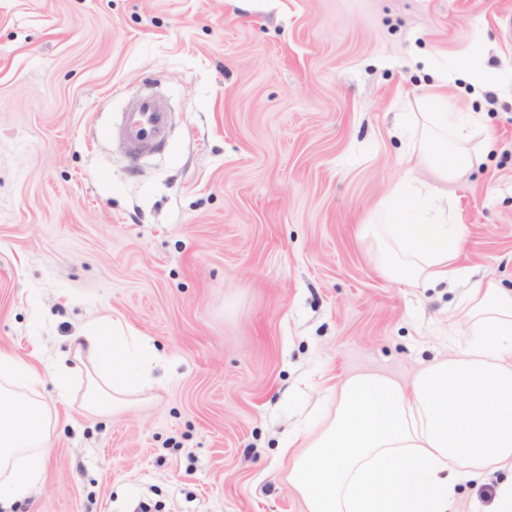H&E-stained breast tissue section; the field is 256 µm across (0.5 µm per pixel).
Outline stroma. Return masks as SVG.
<instances>
[{
  "mask_svg": "<svg viewBox=\"0 0 512 512\" xmlns=\"http://www.w3.org/2000/svg\"><path fill=\"white\" fill-rule=\"evenodd\" d=\"M425 56L491 134L448 182L398 132L437 82ZM475 56L512 74V0H0V349L40 347L61 418L13 512H303L282 452L302 418L454 349L463 287L390 279L359 239L394 186L442 191L462 265L512 288V97L469 82ZM149 85L172 146L133 163L114 131ZM112 316L155 346L154 380L84 415L53 364ZM511 476L459 482L455 512H492Z\"/></svg>",
  "mask_w": 512,
  "mask_h": 512,
  "instance_id": "obj_1",
  "label": "stroma"
}]
</instances>
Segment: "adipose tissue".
Segmentation results:
<instances>
[{"label": "adipose tissue", "instance_id": "1", "mask_svg": "<svg viewBox=\"0 0 512 512\" xmlns=\"http://www.w3.org/2000/svg\"><path fill=\"white\" fill-rule=\"evenodd\" d=\"M407 115L418 167L451 180L480 161L471 141L474 113L450 111L430 92ZM374 264L418 287L462 281L461 302L448 311L452 355L422 368L410 385L359 374L339 388L333 417L288 469L304 512H448L461 479L512 469V289L473 278L457 264L467 245L462 225L434 190L391 191L377 221L360 227ZM73 365L53 379L69 400L72 376L84 391L81 411L107 416L148 384L153 345L121 319L93 321L71 339ZM44 377L31 360L0 351V504L30 499L59 416L43 399Z\"/></svg>", "mask_w": 512, "mask_h": 512}]
</instances>
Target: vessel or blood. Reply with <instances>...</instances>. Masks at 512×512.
I'll use <instances>...</instances> for the list:
<instances>
[{
	"label": "vessel or blood",
	"instance_id": "vessel-or-blood-1",
	"mask_svg": "<svg viewBox=\"0 0 512 512\" xmlns=\"http://www.w3.org/2000/svg\"><path fill=\"white\" fill-rule=\"evenodd\" d=\"M169 121L165 97L153 90L144 91L130 99L118 134L130 149L162 150L168 145Z\"/></svg>",
	"mask_w": 512,
	"mask_h": 512
}]
</instances>
